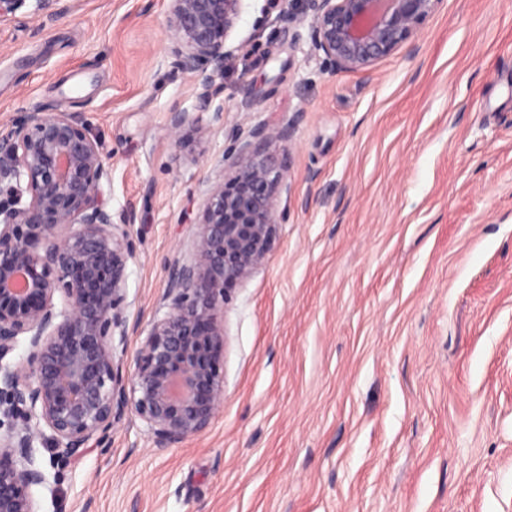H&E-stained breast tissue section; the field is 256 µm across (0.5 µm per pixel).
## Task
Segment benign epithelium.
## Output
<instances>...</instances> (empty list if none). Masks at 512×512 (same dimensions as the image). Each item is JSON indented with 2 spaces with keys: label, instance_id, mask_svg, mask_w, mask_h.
Returning <instances> with one entry per match:
<instances>
[{
  "label": "benign epithelium",
  "instance_id": "obj_1",
  "mask_svg": "<svg viewBox=\"0 0 512 512\" xmlns=\"http://www.w3.org/2000/svg\"><path fill=\"white\" fill-rule=\"evenodd\" d=\"M244 0H169L175 67L200 85L211 115L169 113L177 132L224 126L215 77ZM443 0H310V40L337 71H369L403 44ZM287 125L230 129L236 161L210 185L191 253L168 263L165 312L134 354L126 279L136 254L133 209L103 198L109 165L76 112H27L0 129V512H39L48 478L40 444L58 460L108 441L127 412L158 448L199 435L224 405V299L261 268L289 196ZM27 343L21 362L9 356Z\"/></svg>",
  "mask_w": 512,
  "mask_h": 512
}]
</instances>
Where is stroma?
Masks as SVG:
<instances>
[{"label":"stroma","instance_id":"obj_1","mask_svg":"<svg viewBox=\"0 0 512 512\" xmlns=\"http://www.w3.org/2000/svg\"><path fill=\"white\" fill-rule=\"evenodd\" d=\"M0 23V127L79 112L133 208L130 322L147 328L225 130L290 125L291 196L265 265L224 300V406L180 447L128 415L77 461L37 452L41 512H512V0H443L368 72H338L244 0L216 98L168 0H59ZM252 81L257 109H238ZM202 114H211L208 118L198 117L190 119L188 113L173 111L169 114V124L176 132H182L185 127H191L198 134H204L214 125L224 128V107L216 106L213 112H201Z\"/></svg>","mask_w":512,"mask_h":512}]
</instances>
